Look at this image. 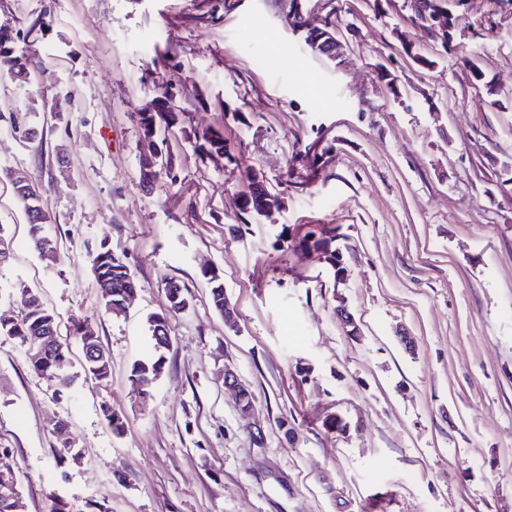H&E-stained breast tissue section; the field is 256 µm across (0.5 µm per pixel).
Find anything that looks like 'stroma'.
Instances as JSON below:
<instances>
[{"label": "stroma", "instance_id": "35a3bbf8", "mask_svg": "<svg viewBox=\"0 0 512 512\" xmlns=\"http://www.w3.org/2000/svg\"><path fill=\"white\" fill-rule=\"evenodd\" d=\"M403 3L309 0L336 27L333 59L293 28L289 0H0V25L43 26L32 80L0 77V169L36 178L61 255L49 267L30 249L0 185V315L39 291L62 325L92 323L112 359L108 380L78 377L60 397L0 335V448L25 512L57 496L74 512H512V5L456 6L448 54ZM165 91L186 129H223L235 162L200 160L174 132L178 181L146 191L137 115ZM254 175L280 192L265 216L240 208ZM317 224L336 228L341 277L298 246ZM103 243L139 282L121 318L91 271ZM171 280L189 305L139 400L130 368L151 353L146 317L167 310ZM228 367L252 415L225 390ZM210 266L209 264H204L200 270V275L209 285L212 307L217 313L224 316L227 323H232L233 311L228 303L225 305L223 273L217 267L207 268Z\"/></svg>", "mask_w": 512, "mask_h": 512}]
</instances>
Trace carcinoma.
<instances>
[{
    "mask_svg": "<svg viewBox=\"0 0 512 512\" xmlns=\"http://www.w3.org/2000/svg\"><path fill=\"white\" fill-rule=\"evenodd\" d=\"M18 42L16 36L0 30V73H6L10 78L25 83L29 74L28 59L19 49ZM182 122V113L176 111L172 104V96L167 93L139 114L140 137L136 148L139 182L143 187L175 183L176 159L165 144L164 134L171 132ZM190 146L193 151L207 156L214 164H221L231 156L224 142V133L220 130L203 133L195 138ZM13 196L24 213L34 211L41 214L39 221L27 220L31 246L42 261L56 263L59 256L57 241L44 233V227L52 223V216L44 209L41 193L15 190ZM278 206L279 194L265 186L259 177H254L244 191L245 211L264 215ZM335 242L336 228L322 224L316 225V229L307 232L300 239V245L304 249L322 255L325 262L339 273L342 266ZM92 270L97 281H107L111 285L110 293L103 297L104 307L109 312L122 303L128 294L138 290V282L126 261L114 254L106 244L100 245L92 254ZM200 275L209 285L212 307L217 313L224 314L226 298L223 273L212 267L201 269ZM177 303H183V299H178ZM175 304H170L169 314H153L148 318L154 356L147 360L135 361L130 372L133 392L139 398L146 399L150 396L152 384L164 372L166 351L170 346L166 330L170 329V315L178 313ZM89 326L90 323L85 321L79 327L82 347L94 345L104 353V358L98 363L85 359L81 363V368L85 376L104 381L111 374V357L105 353L97 333H88ZM2 334L19 339L27 348L38 345L41 336L51 338L55 348L53 354L38 359L31 354L27 355L30 368L37 377L47 381L56 393L60 394L70 387L73 381V376L69 372L70 350L62 340L57 316L44 304L39 293L29 292V302L24 312L11 320L8 326L0 325V335ZM24 508L16 464L8 449L3 448L0 450V512H24Z\"/></svg>",
    "mask_w": 512,
    "mask_h": 512,
    "instance_id": "cac0c4a2",
    "label": "carcinoma"
}]
</instances>
